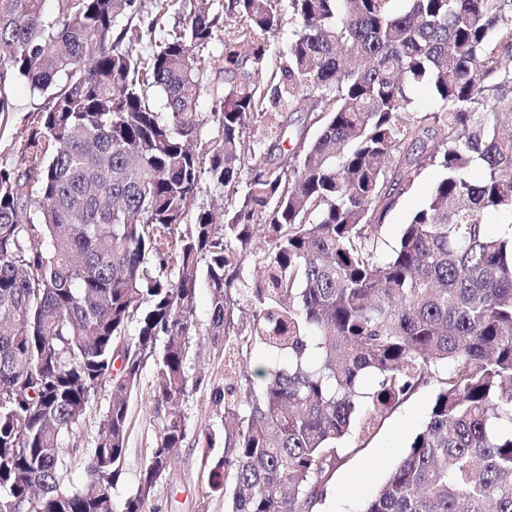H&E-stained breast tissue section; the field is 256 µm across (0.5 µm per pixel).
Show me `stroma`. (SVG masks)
<instances>
[{
	"label": "stroma",
	"mask_w": 512,
	"mask_h": 512,
	"mask_svg": "<svg viewBox=\"0 0 512 512\" xmlns=\"http://www.w3.org/2000/svg\"><path fill=\"white\" fill-rule=\"evenodd\" d=\"M42 100L34 95L26 82H17L13 110L7 124H0V162L18 159L24 150L16 138L19 128L35 126ZM435 166L417 170L409 193L400 198L382 228L379 254H386L396 244L404 224L421 208L432 189L443 178ZM210 321V296L205 286H198L193 323L198 336L192 337V348L186 361V371L192 383L178 400L177 409L184 418L187 437L177 448L169 463L165 478L157 485L149 504L151 512H224V498L211 491L208 483L210 453H222L224 425L214 404L217 387L224 384V357L217 344L204 331ZM154 377L153 363H146L140 375V392L130 401L129 429L123 474L113 491L115 505L137 487L140 473L151 448L161 432L162 419L145 404ZM437 390L435 382L417 388L400 402L380 426L360 442L357 453L348 455L337 466L328 485L324 500L315 512H361L366 500L385 480L388 471L406 454L415 434L426 422ZM111 386L103 384L80 420L76 440L80 447L68 463L65 484L75 488L85 477V449L94 447L101 423L110 404ZM212 434L213 450L202 448L200 438Z\"/></svg>",
	"instance_id": "35a3bbf8"
}]
</instances>
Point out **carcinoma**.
I'll return each instance as SVG.
<instances>
[{"instance_id": "1", "label": "carcinoma", "mask_w": 512, "mask_h": 512, "mask_svg": "<svg viewBox=\"0 0 512 512\" xmlns=\"http://www.w3.org/2000/svg\"><path fill=\"white\" fill-rule=\"evenodd\" d=\"M55 2L0 0V117L20 80L44 97L36 126L16 131L24 153L0 164V512H114L151 358L146 404L165 426L120 510L150 512L187 437L176 405L202 270L207 335L224 337L209 486L228 512H312L354 452L342 443L431 378L427 421L363 512H512V0H224L233 30L207 142L210 0H151L136 30L122 20L137 0ZM420 85L430 110L412 109ZM296 112L316 139L286 164L245 167L260 146L250 126L274 152ZM424 165L445 177L379 259ZM205 181L232 190L224 208L197 206ZM495 213L499 236L486 230ZM257 238L267 249L249 286L235 244ZM256 348L274 361L260 388L243 362ZM107 381L69 490L79 448L64 438ZM111 397V386L108 382L102 385L95 399L87 407L86 412L80 420L76 439L78 448L83 451L74 453L69 459L66 486L76 488L80 486L85 477V452L87 448H93L99 436L101 423L108 410Z\"/></svg>"}]
</instances>
